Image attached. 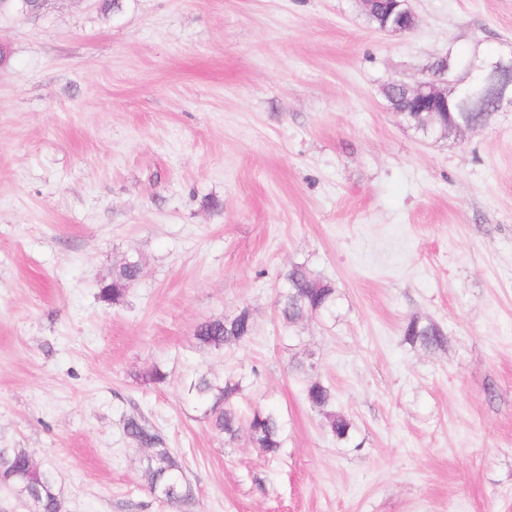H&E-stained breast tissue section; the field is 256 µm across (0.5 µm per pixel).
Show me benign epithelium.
Returning a JSON list of instances; mask_svg holds the SVG:
<instances>
[{"mask_svg": "<svg viewBox=\"0 0 512 512\" xmlns=\"http://www.w3.org/2000/svg\"><path fill=\"white\" fill-rule=\"evenodd\" d=\"M396 16L383 22L380 30L402 34L414 29L416 15L411 0H393ZM468 67L471 79L448 87L450 64L441 62L431 76L414 87L396 83L415 103L417 112H487L495 115L512 111V46L485 58L474 57Z\"/></svg>", "mask_w": 512, "mask_h": 512, "instance_id": "benign-epithelium-1", "label": "benign epithelium"}]
</instances>
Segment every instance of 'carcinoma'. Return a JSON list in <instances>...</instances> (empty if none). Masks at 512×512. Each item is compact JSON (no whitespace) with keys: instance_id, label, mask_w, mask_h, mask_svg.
<instances>
[{"instance_id":"cac0c4a2","label":"carcinoma","mask_w":512,"mask_h":512,"mask_svg":"<svg viewBox=\"0 0 512 512\" xmlns=\"http://www.w3.org/2000/svg\"><path fill=\"white\" fill-rule=\"evenodd\" d=\"M138 277V264L123 263L114 272L112 283L99 289L100 300L120 303L126 289ZM285 281L286 287L279 295L276 307L286 322H294L300 315H309L316 310L328 311L334 305L335 288L316 278L303 265L292 266ZM252 329V313L248 310L246 318L238 320L234 327H225L223 318L204 321L196 327L194 337L199 347L221 351L243 342ZM403 336L409 344L426 349L441 348L447 343V337L438 325L423 324L414 317L405 322ZM242 389L240 379L200 371L184 383L186 395L205 410L215 430L224 433L230 441L245 433L264 455L274 456L283 444L282 419L274 409L256 408L247 416L240 414L236 400ZM305 395L310 406L324 414L336 439H350L352 422L333 410L336 396L331 387L317 380L310 381L305 387ZM124 432L137 445L151 450L147 459V485L155 498L170 504L192 498L193 489L183 476L181 464L152 426L133 416L124 421ZM33 465L35 462L26 449L9 450L8 459L0 466V483L15 496L30 499V512H61L60 494L52 473L39 466L33 471Z\"/></svg>"}]
</instances>
